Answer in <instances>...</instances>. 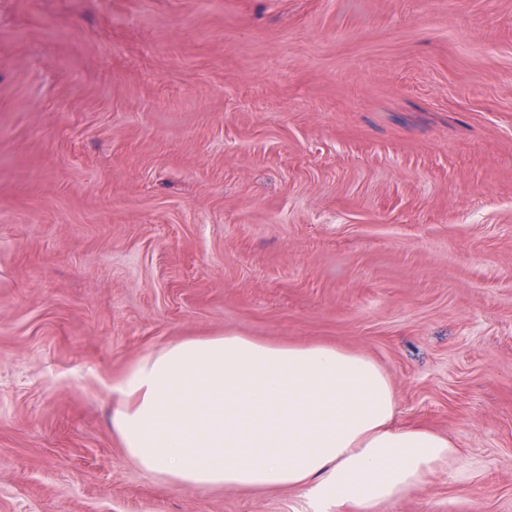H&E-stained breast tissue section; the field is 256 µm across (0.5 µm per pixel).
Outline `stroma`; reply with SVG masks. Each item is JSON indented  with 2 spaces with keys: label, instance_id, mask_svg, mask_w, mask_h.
I'll use <instances>...</instances> for the list:
<instances>
[{
  "label": "stroma",
  "instance_id": "obj_1",
  "mask_svg": "<svg viewBox=\"0 0 512 512\" xmlns=\"http://www.w3.org/2000/svg\"><path fill=\"white\" fill-rule=\"evenodd\" d=\"M228 334L364 354L456 443L381 512H512V0H0V512H314L112 432Z\"/></svg>",
  "mask_w": 512,
  "mask_h": 512
}]
</instances>
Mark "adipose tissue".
Returning a JSON list of instances; mask_svg holds the SVG:
<instances>
[{"instance_id":"ef3b65f1","label":"adipose tissue","mask_w":512,"mask_h":512,"mask_svg":"<svg viewBox=\"0 0 512 512\" xmlns=\"http://www.w3.org/2000/svg\"><path fill=\"white\" fill-rule=\"evenodd\" d=\"M112 430L144 470L199 489H304L317 512H377L458 450L399 426L396 391L369 357L328 344L186 338L111 386Z\"/></svg>"}]
</instances>
